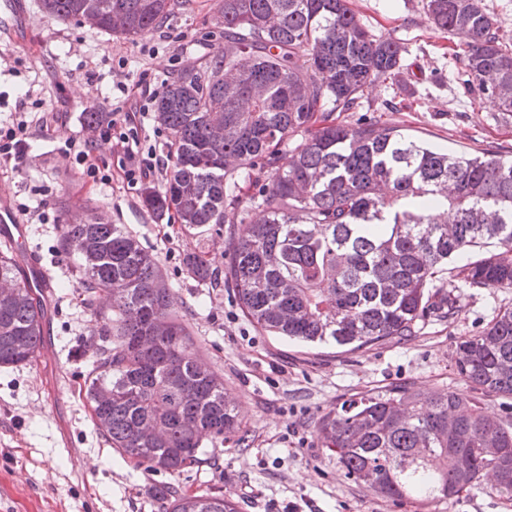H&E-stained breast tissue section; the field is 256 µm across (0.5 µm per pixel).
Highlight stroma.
<instances>
[{"mask_svg": "<svg viewBox=\"0 0 512 512\" xmlns=\"http://www.w3.org/2000/svg\"><path fill=\"white\" fill-rule=\"evenodd\" d=\"M374 33L400 39L406 53L396 88L367 89L350 122L394 125L437 148L512 157V115L490 99L473 100L465 74L448 76L460 39L437 30L420 0H350ZM11 35L0 38V119L24 95L39 100L46 131H33L15 167L0 171V195L13 205H44L48 219L29 226L28 245L55 279L46 302L45 344L33 364L0 368V512H162L156 491H217L239 512H512L495 481L435 505L393 501L348 479L323 448L319 419L350 400L408 386L459 393L503 425L512 396L473 389L456 368V345L512 306L506 291L459 289L452 317L427 318L413 335L348 351L266 333L241 312L231 288L195 278L198 253L223 274L229 234L242 224L187 230L143 203L142 187L89 177L65 139L87 130L90 109L107 110L126 72L147 67L153 88L183 65L224 44L218 0H182L162 27L124 40L74 21L45 16L40 0H21ZM97 217L123 224L154 255L198 344L200 358L224 380L241 437L217 448L213 462L177 474L148 473L109 448L95 431L81 387L92 368L87 342L102 301L84 292L74 257L59 248L60 228ZM74 447L63 445L64 438Z\"/></svg>", "mask_w": 512, "mask_h": 512, "instance_id": "obj_1", "label": "stroma"}]
</instances>
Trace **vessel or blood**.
<instances>
[{
	"label": "vessel or blood",
	"mask_w": 512,
	"mask_h": 512,
	"mask_svg": "<svg viewBox=\"0 0 512 512\" xmlns=\"http://www.w3.org/2000/svg\"><path fill=\"white\" fill-rule=\"evenodd\" d=\"M29 229L13 210L9 199L0 195V241L12 245L21 274L41 295L50 296L52 276L41 258L28 247Z\"/></svg>",
	"instance_id": "obj_1"
}]
</instances>
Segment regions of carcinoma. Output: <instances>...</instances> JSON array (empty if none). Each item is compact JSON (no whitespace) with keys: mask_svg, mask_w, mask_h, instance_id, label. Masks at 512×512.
<instances>
[{"mask_svg":"<svg viewBox=\"0 0 512 512\" xmlns=\"http://www.w3.org/2000/svg\"><path fill=\"white\" fill-rule=\"evenodd\" d=\"M178 0H40L43 13L133 40ZM435 28L461 39L469 85L512 114V43L485 0H421ZM224 46L183 66L155 98L171 135L162 188L144 203L190 228L255 217L229 243L224 283L256 327L353 350L410 336L453 309L441 287L512 289V159L444 151L380 122L339 113L402 69L404 46L377 36L349 0H221ZM259 187L258 193L250 188ZM94 312L84 399L104 441L147 472L204 463L203 448L240 431L224 382L198 357L156 259L123 224H66ZM210 279L201 256L185 258ZM453 267H448V264ZM451 279L443 282V271ZM0 367L36 361L43 299L0 252ZM474 388L512 395V307L457 344ZM318 436L354 482L430 505L496 476L512 497V429L456 393L407 387L324 416ZM482 448H506L495 468ZM165 512H238L217 492L180 493Z\"/></svg>","mask_w":512,"mask_h":512,"instance_id":"carcinoma-1","label":"carcinoma"}]
</instances>
